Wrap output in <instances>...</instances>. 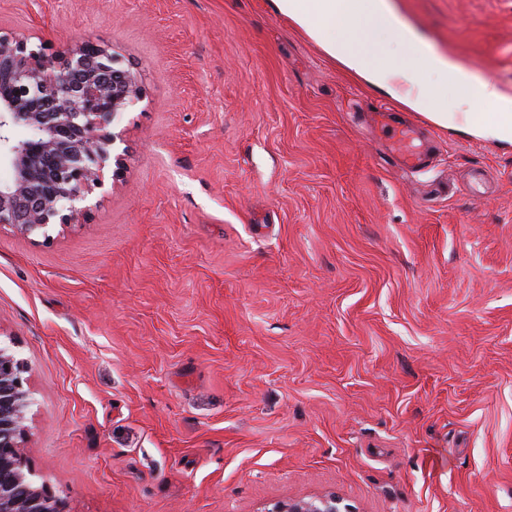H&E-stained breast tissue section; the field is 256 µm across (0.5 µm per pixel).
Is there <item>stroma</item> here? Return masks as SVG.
<instances>
[{"label": "stroma", "mask_w": 512, "mask_h": 512, "mask_svg": "<svg viewBox=\"0 0 512 512\" xmlns=\"http://www.w3.org/2000/svg\"><path fill=\"white\" fill-rule=\"evenodd\" d=\"M512 92V0H395ZM142 97L76 224L0 227L31 480L68 512H512V149L401 111L271 0H0ZM392 116L393 112L389 110L372 114L376 125L382 128L393 127L395 134L390 145L391 152L406 169L415 170L425 166L428 163V152L419 137V131L411 124L394 123ZM340 499L335 494L275 503L266 512H349L341 510Z\"/></svg>", "instance_id": "stroma-1"}]
</instances>
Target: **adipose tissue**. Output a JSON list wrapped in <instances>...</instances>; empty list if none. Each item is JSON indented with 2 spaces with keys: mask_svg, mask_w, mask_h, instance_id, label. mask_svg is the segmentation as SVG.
Listing matches in <instances>:
<instances>
[{
  "mask_svg": "<svg viewBox=\"0 0 512 512\" xmlns=\"http://www.w3.org/2000/svg\"><path fill=\"white\" fill-rule=\"evenodd\" d=\"M276 9L324 53L349 73L434 126L452 129L494 145L512 146V94L493 81L471 75L448 57L437 54L396 12L392 0H273ZM387 32L393 44L405 48L411 63L394 61L389 49L372 42L375 32ZM447 77L460 85L453 105L434 104L432 77ZM493 117H481L485 103Z\"/></svg>",
  "mask_w": 512,
  "mask_h": 512,
  "instance_id": "adipose-tissue-1",
  "label": "adipose tissue"
}]
</instances>
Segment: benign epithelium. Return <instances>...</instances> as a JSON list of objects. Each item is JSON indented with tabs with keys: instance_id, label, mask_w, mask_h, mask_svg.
Wrapping results in <instances>:
<instances>
[{
	"instance_id": "obj_1",
	"label": "benign epithelium",
	"mask_w": 512,
	"mask_h": 512,
	"mask_svg": "<svg viewBox=\"0 0 512 512\" xmlns=\"http://www.w3.org/2000/svg\"><path fill=\"white\" fill-rule=\"evenodd\" d=\"M137 76L104 48L84 42L65 53L0 34V142L10 128L32 135L9 148L14 177L0 186V226L31 234L86 215L76 203L104 182L117 135L114 116L140 99ZM24 363L0 347V512H67L27 476ZM334 494L278 502L265 512H343Z\"/></svg>"
}]
</instances>
